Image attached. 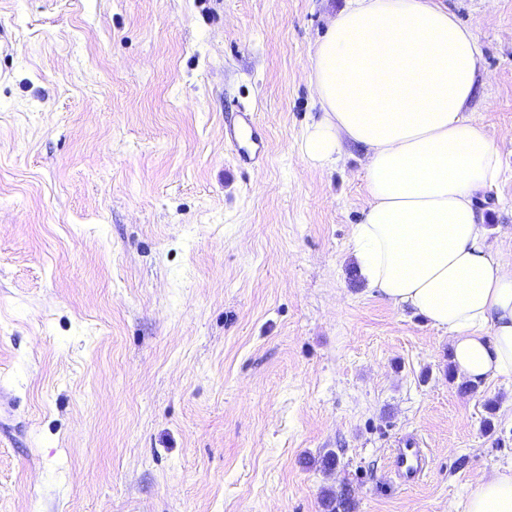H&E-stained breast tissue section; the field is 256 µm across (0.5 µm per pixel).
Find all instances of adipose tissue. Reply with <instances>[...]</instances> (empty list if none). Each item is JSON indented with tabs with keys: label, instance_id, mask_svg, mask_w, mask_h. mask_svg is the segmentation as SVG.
Masks as SVG:
<instances>
[{
	"label": "adipose tissue",
	"instance_id": "obj_1",
	"mask_svg": "<svg viewBox=\"0 0 512 512\" xmlns=\"http://www.w3.org/2000/svg\"><path fill=\"white\" fill-rule=\"evenodd\" d=\"M309 69L322 114L303 154L328 169L348 146L365 152L359 275L447 333L457 375L512 378V248L492 246L476 205L503 166L467 112L482 77L475 32L437 0H347ZM466 512H512V467L482 479Z\"/></svg>",
	"mask_w": 512,
	"mask_h": 512
}]
</instances>
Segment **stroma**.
<instances>
[{"instance_id": "1", "label": "stroma", "mask_w": 512, "mask_h": 512, "mask_svg": "<svg viewBox=\"0 0 512 512\" xmlns=\"http://www.w3.org/2000/svg\"><path fill=\"white\" fill-rule=\"evenodd\" d=\"M442 3L481 46L485 215L512 228V0ZM345 5L0 0V512H465L512 467V378L463 391L447 334L356 271L363 151L301 156ZM408 434L432 463L402 487ZM240 122L235 125H229L224 128V138L234 145L238 144V140L249 137L253 144L252 149H244L239 151L240 159L244 163L251 161L252 154L259 157L264 150V143L255 122L254 115L250 112H240Z\"/></svg>"}]
</instances>
